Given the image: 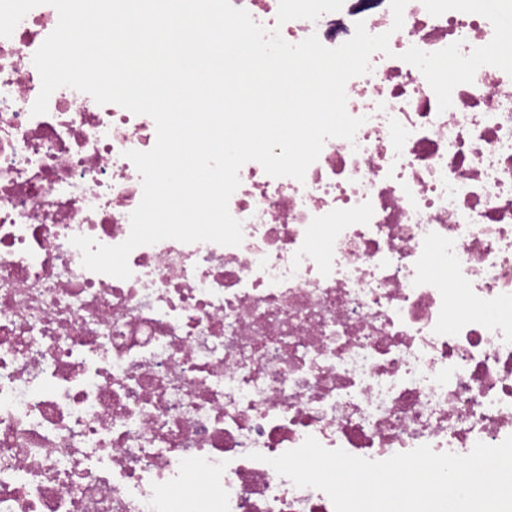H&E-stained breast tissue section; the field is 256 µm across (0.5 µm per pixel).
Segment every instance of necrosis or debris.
I'll return each mask as SVG.
<instances>
[{
  "label": "necrosis or debris",
  "instance_id": "necrosis-or-debris-1",
  "mask_svg": "<svg viewBox=\"0 0 512 512\" xmlns=\"http://www.w3.org/2000/svg\"><path fill=\"white\" fill-rule=\"evenodd\" d=\"M231 2L291 44L389 33L346 85L366 122L304 181L245 163L241 245H142L126 280L71 239L128 237L125 153L153 119L69 87L32 115L58 13L0 38V512H335L268 458L309 436L385 460L512 435V76L481 67L442 111L401 58L470 53L491 22L409 0L396 31L390 0H344L281 24L279 0Z\"/></svg>",
  "mask_w": 512,
  "mask_h": 512
}]
</instances>
